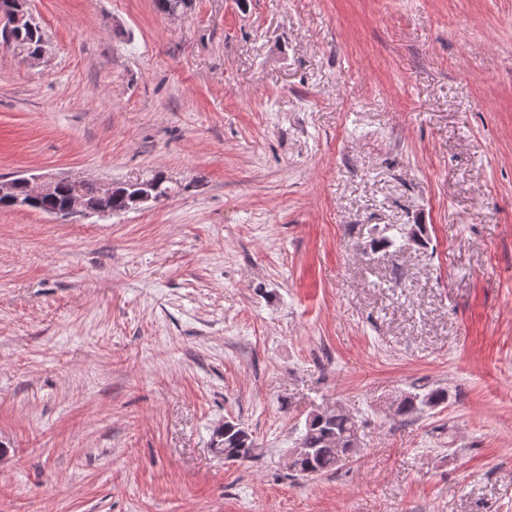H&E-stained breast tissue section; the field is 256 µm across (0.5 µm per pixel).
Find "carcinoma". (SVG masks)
Returning a JSON list of instances; mask_svg holds the SVG:
<instances>
[{"label": "carcinoma", "instance_id": "cac0c4a2", "mask_svg": "<svg viewBox=\"0 0 512 512\" xmlns=\"http://www.w3.org/2000/svg\"><path fill=\"white\" fill-rule=\"evenodd\" d=\"M11 24L14 44L30 56L36 55L45 43V32L33 18ZM72 193L68 184H60L50 197L35 199L30 208L47 213L60 210ZM171 188L160 171L151 178L135 183H119L112 197L105 202L110 212H123L141 208L142 196L170 197ZM448 401V391L433 389L423 395L413 394L402 398L396 405L395 415L407 419L424 408H433ZM357 420L342 406L327 405L311 412L299 431L297 441L303 451L290 462V470L298 476L311 477L337 471L360 452ZM215 451L229 461H248L256 448L252 434L242 424L226 421L213 431Z\"/></svg>", "mask_w": 512, "mask_h": 512}]
</instances>
